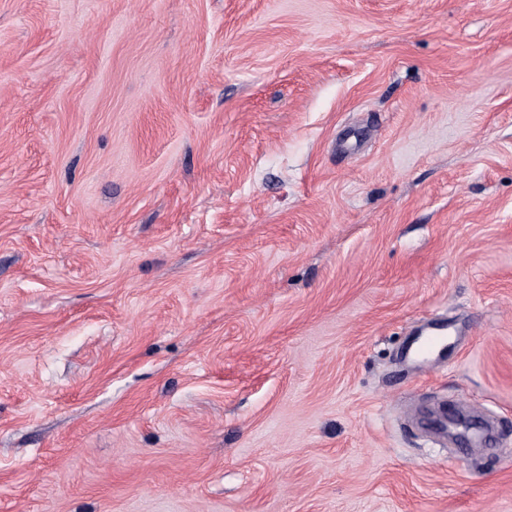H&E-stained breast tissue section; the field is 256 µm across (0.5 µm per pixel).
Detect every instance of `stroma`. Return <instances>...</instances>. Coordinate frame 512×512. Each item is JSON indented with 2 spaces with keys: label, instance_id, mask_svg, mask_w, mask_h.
Here are the masks:
<instances>
[{
  "label": "stroma",
  "instance_id": "1",
  "mask_svg": "<svg viewBox=\"0 0 512 512\" xmlns=\"http://www.w3.org/2000/svg\"><path fill=\"white\" fill-rule=\"evenodd\" d=\"M0 512H512V0H0ZM426 425L446 429L448 435L463 442H469L478 437L481 432V426L476 420L456 411H448V409L441 417L427 418Z\"/></svg>",
  "mask_w": 512,
  "mask_h": 512
}]
</instances>
